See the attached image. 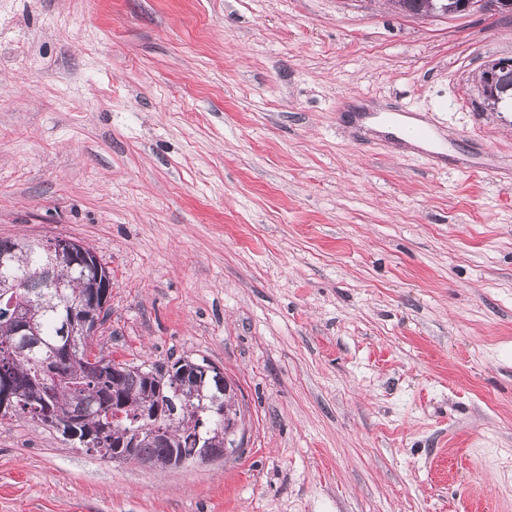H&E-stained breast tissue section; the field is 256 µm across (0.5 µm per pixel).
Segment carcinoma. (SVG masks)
Returning <instances> with one entry per match:
<instances>
[{
    "instance_id": "carcinoma-1",
    "label": "carcinoma",
    "mask_w": 512,
    "mask_h": 512,
    "mask_svg": "<svg viewBox=\"0 0 512 512\" xmlns=\"http://www.w3.org/2000/svg\"><path fill=\"white\" fill-rule=\"evenodd\" d=\"M448 0H394L399 11L427 17ZM496 108L512 106V68L498 72L495 90L486 98ZM0 252L13 253L10 265L0 277L16 279L26 291V315L33 321L37 335L28 336L21 324L14 334L0 330V381L8 380L15 393L16 409L10 418L25 415L52 428L66 439H89L91 450L104 457L125 455L136 462L148 461L165 466L172 460L193 459L208 443L224 441V418L217 414L213 400L220 399L224 413H240L235 399L224 396L217 384L203 371L184 375L181 370L193 363L203 366L207 359L179 357L166 367L137 372L126 362L99 354L98 364L73 359L56 364L54 353L68 339L59 335L70 310L106 320L109 310L91 306L89 283L97 271L71 265L63 259L56 276L60 287L49 288L41 270L50 256L48 248L37 240L0 238ZM125 401L124 420L112 425V400ZM160 416L164 432L152 439L134 441L133 432L144 413Z\"/></svg>"
}]
</instances>
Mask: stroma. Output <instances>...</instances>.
Listing matches in <instances>:
<instances>
[{"label": "stroma", "mask_w": 512, "mask_h": 512, "mask_svg": "<svg viewBox=\"0 0 512 512\" xmlns=\"http://www.w3.org/2000/svg\"><path fill=\"white\" fill-rule=\"evenodd\" d=\"M512 14L387 0H0V237L112 271L95 341L206 358L241 448L118 465L0 425V512H512ZM436 131L469 169L378 139ZM393 5L399 11L411 15L427 17L435 14H444L436 12L443 4H448V0H392ZM512 60H504L499 61L495 60L487 64L485 67V75L488 78H491V83L493 82L492 76L493 73H497V79L495 81V90H492L491 97L484 98V100L488 103V106H492L493 109L498 108L499 105L508 106L511 108L512 106ZM511 68V69H509ZM508 69V70H507ZM506 70V71H504ZM484 71L480 76V84L484 75Z\"/></svg>", "instance_id": "stroma-1"}]
</instances>
